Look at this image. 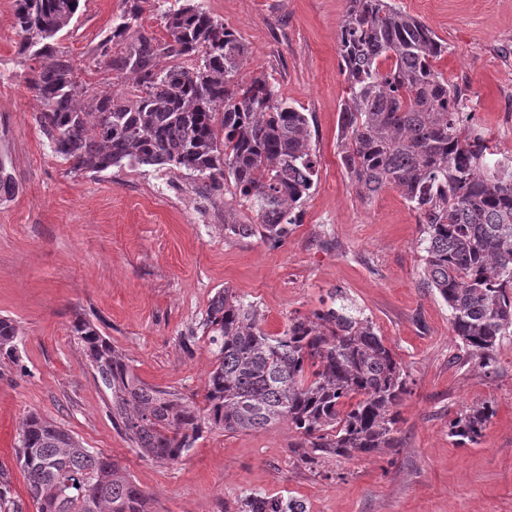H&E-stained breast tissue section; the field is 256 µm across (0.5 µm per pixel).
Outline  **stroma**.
I'll use <instances>...</instances> for the list:
<instances>
[{"instance_id": "stroma-1", "label": "stroma", "mask_w": 512, "mask_h": 512, "mask_svg": "<svg viewBox=\"0 0 512 512\" xmlns=\"http://www.w3.org/2000/svg\"><path fill=\"white\" fill-rule=\"evenodd\" d=\"M13 2L0 0V158L16 183L0 200V317L18 328L20 362L0 364V472L22 512H37L14 452L31 412L118 462L153 512H239L252 495L290 496L307 512H512V337L495 371L480 373L424 282L418 214L392 188L361 198L341 162L346 0H200L247 44L241 78L267 77L309 118L318 180L281 243L226 235L225 217L252 223L254 210L221 191L200 195L189 173L71 172L36 121L44 105L23 78ZM393 2L447 44L436 66L462 92L470 126L512 156V0ZM122 8L82 0L58 37L90 92L121 88L94 51ZM224 288L257 305L271 335L336 292L367 316L410 378L396 448L314 463L285 421L205 432L174 464L134 448L112 423L74 319L97 325L144 383L198 403L215 364L201 322ZM484 402L495 414L482 437L457 447L450 421Z\"/></svg>"}]
</instances>
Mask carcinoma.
Returning a JSON list of instances; mask_svg holds the SVG:
<instances>
[{
    "instance_id": "obj_1",
    "label": "carcinoma",
    "mask_w": 512,
    "mask_h": 512,
    "mask_svg": "<svg viewBox=\"0 0 512 512\" xmlns=\"http://www.w3.org/2000/svg\"><path fill=\"white\" fill-rule=\"evenodd\" d=\"M123 3L96 63L129 89L90 94L56 47L81 0H14L19 55L44 60L25 81L45 106L38 123L51 152L75 171L125 162L192 173L209 193L230 185L252 204L256 223L226 215L225 231L286 240L318 177L306 113L266 78L238 79L246 44L197 0H164L160 37L139 30L141 0ZM447 50L391 0H347L341 161L360 197L392 187L419 214L425 279L488 375L512 337V157L466 128L462 93L435 66ZM182 57L197 64L168 63ZM15 189L0 161V198ZM203 326L217 364L199 406L146 386L96 325L72 323L112 423L147 457L173 463L206 431H259L285 420L325 454L369 457L395 447L407 374L355 307L316 310L271 336L257 306L224 288ZM18 346L16 325L1 317L0 361L19 363ZM493 416L490 405L476 404L450 423L449 435L461 447L474 444ZM15 458L38 512H151L116 461L34 412L21 422ZM240 512L306 508L291 497L252 496Z\"/></svg>"
}]
</instances>
